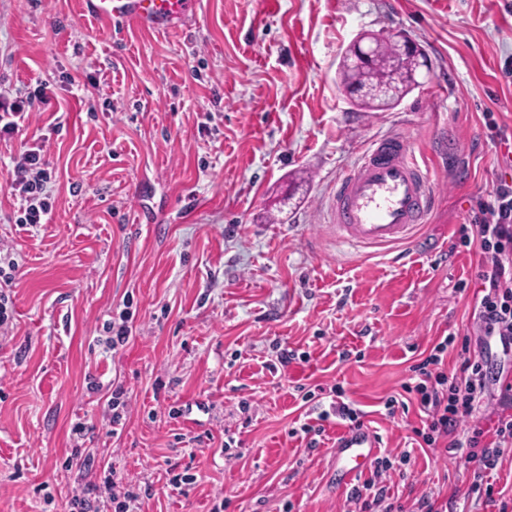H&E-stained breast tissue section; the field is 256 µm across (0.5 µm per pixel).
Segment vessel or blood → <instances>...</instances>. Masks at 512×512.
I'll return each instance as SVG.
<instances>
[{
    "mask_svg": "<svg viewBox=\"0 0 512 512\" xmlns=\"http://www.w3.org/2000/svg\"><path fill=\"white\" fill-rule=\"evenodd\" d=\"M198 0H83L84 14L112 24L134 20L172 29ZM435 204L434 184L407 141L393 135L374 142L331 197L332 225L344 243L384 248L409 242ZM378 439L369 429L343 434L336 443L341 486L352 485L370 464Z\"/></svg>",
    "mask_w": 512,
    "mask_h": 512,
    "instance_id": "obj_1",
    "label": "vessel or blood"
}]
</instances>
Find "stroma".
<instances>
[{
	"label": "stroma",
	"instance_id": "35a3bbf8",
	"mask_svg": "<svg viewBox=\"0 0 512 512\" xmlns=\"http://www.w3.org/2000/svg\"><path fill=\"white\" fill-rule=\"evenodd\" d=\"M365 30L404 32L430 61L395 108L342 91L340 56ZM508 61L512 0H199L178 28L129 24L115 41L79 0H0V92L48 97L0 141V256L17 263L0 512H69L108 478L138 512H351L331 476L344 427L313 449L290 433L336 385L389 453L382 480L406 512L425 494L497 512L468 498L473 465L412 444L402 386L439 338L477 334L479 256L457 231L512 181V140L484 118L512 130ZM385 135L424 158L437 204L417 241L343 243L330 193ZM41 139L53 209L22 226L11 159ZM126 307L130 337L109 347ZM391 397L408 413L388 417ZM76 447L92 466L69 465Z\"/></svg>",
	"mask_w": 512,
	"mask_h": 512
}]
</instances>
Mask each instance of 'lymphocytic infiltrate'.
Segmentation results:
<instances>
[{
    "label": "lymphocytic infiltrate",
    "mask_w": 512,
    "mask_h": 512,
    "mask_svg": "<svg viewBox=\"0 0 512 512\" xmlns=\"http://www.w3.org/2000/svg\"><path fill=\"white\" fill-rule=\"evenodd\" d=\"M44 92L11 97L0 93V140L14 137L22 123L39 104L45 103ZM13 170L7 182L11 195L22 202L17 219L21 225L42 223L51 211L50 174L45 159V145L35 142L25 146L13 159ZM459 243L475 248L480 255L476 274L473 314L485 337V345L496 348L503 356L512 355V184H492L487 198L478 206L469 223L461 225ZM456 348L458 367L446 372L445 358L449 348ZM417 380L404 390L416 394L420 412L425 418L415 429L417 444L457 452L466 462L475 464L470 493L492 502L497 512H512V497L497 495L488 476L505 454H512V392L500 391V409L493 429L477 423L487 397L489 363L486 358L470 353L468 340L444 338L419 363L413 365ZM332 412L319 413L315 422L301 425L306 437L322 436L330 413H337L348 430L363 427L365 413L354 403L344 402L342 387H333ZM391 467L389 457L375 458L370 478L353 488L350 498L360 512H404L395 501L381 475Z\"/></svg>",
    "instance_id": "obj_1"
}]
</instances>
